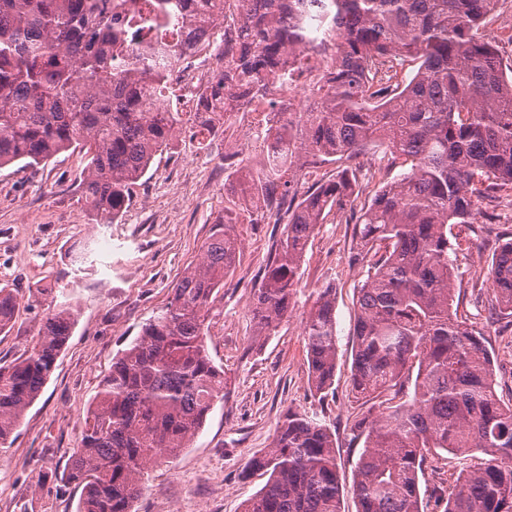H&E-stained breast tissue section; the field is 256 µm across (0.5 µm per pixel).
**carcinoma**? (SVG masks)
I'll use <instances>...</instances> for the list:
<instances>
[{
  "label": "carcinoma",
  "mask_w": 512,
  "mask_h": 512,
  "mask_svg": "<svg viewBox=\"0 0 512 512\" xmlns=\"http://www.w3.org/2000/svg\"><path fill=\"white\" fill-rule=\"evenodd\" d=\"M0 0V167L34 166L80 149L81 191L104 224L118 218L131 186L178 131L163 89L184 54L190 24L211 37L220 82L198 94L200 132L218 106L238 110L286 75L288 56L317 51L294 20L300 0ZM499 0H314L336 38L310 110L273 113L281 148L265 172L233 191L278 194L285 237L252 301L257 335L294 307L306 247L326 212L354 192L355 175L291 194L296 169L343 165L371 143L405 167L356 220L369 263L359 288L351 385L377 402L355 424L364 438L350 492L357 512H424L419 472L429 453L480 452L483 466L459 474L444 512H512V399L498 396L481 333L453 309L455 248L448 230L476 224L480 204L512 192V66L481 29ZM416 72L400 73L405 59ZM304 135L297 140L296 127ZM233 213L214 225L200 262L168 304L112 359L66 464L83 489L78 512H134L148 470L189 447L224 400V369L206 345L205 320L233 267ZM490 303L512 318V234L499 238L485 274ZM19 292L0 288V333ZM75 307L58 303L36 344L0 365V447L38 399L68 342ZM308 379L324 393L336 372V288L315 291L304 321ZM247 468L269 474L244 512H344L331 434L288 411L273 448Z\"/></svg>",
  "instance_id": "carcinoma-1"
}]
</instances>
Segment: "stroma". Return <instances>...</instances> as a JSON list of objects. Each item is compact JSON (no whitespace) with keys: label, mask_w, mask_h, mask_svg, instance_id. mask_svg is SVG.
Instances as JSON below:
<instances>
[{"label":"stroma","mask_w":512,"mask_h":512,"mask_svg":"<svg viewBox=\"0 0 512 512\" xmlns=\"http://www.w3.org/2000/svg\"><path fill=\"white\" fill-rule=\"evenodd\" d=\"M167 95L180 114L179 131L132 186L130 202L114 223L96 222L82 197V152L69 150L34 168H0V287L18 289L24 300L12 328L0 333V362L30 350L49 302H68L77 310L39 398L25 412L12 445L0 448V512H76L81 490L64 481L62 470L102 378L142 324L164 308L186 268L200 261L228 210L238 216L240 247L206 321L208 351L224 369V400L189 448L148 472L134 512H242L244 501L267 481L265 473L245 468L272 448L275 429L290 410L315 416L333 433L339 476L343 484L352 482L363 449L354 424L369 411L349 385L357 290L367 271L357 258L354 223L361 207L400 170L389 166L377 144L357 156L356 198L325 216L304 253L294 309L270 335L260 336L252 297L286 227L269 219L265 208L232 199L224 183L242 168L264 170L267 126L251 113L234 112L204 142L193 135L195 98H181L173 84ZM248 141L255 150L242 152ZM482 208L495 210L500 221L457 229L455 304L492 348L497 391L507 400L512 322L489 319L475 298L489 288L484 275L498 236L512 230V214L503 199ZM329 283L336 288L337 367L333 385L320 398L310 389L301 332L311 293ZM49 287L53 295L44 296ZM478 464L470 456L428 457L420 478L425 512H443L436 489L452 490L459 473Z\"/></svg>","instance_id":"obj_1"}]
</instances>
